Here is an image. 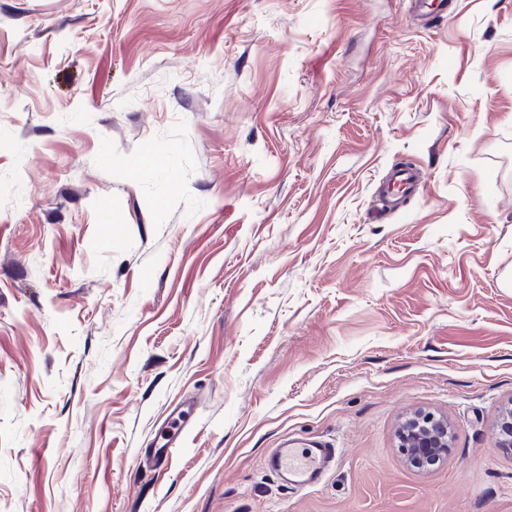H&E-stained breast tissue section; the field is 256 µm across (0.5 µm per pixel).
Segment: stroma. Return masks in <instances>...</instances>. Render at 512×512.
Instances as JSON below:
<instances>
[{
    "label": "stroma",
    "mask_w": 512,
    "mask_h": 512,
    "mask_svg": "<svg viewBox=\"0 0 512 512\" xmlns=\"http://www.w3.org/2000/svg\"><path fill=\"white\" fill-rule=\"evenodd\" d=\"M448 2L0 0V512H512V0ZM421 173L410 165L394 167L383 191L385 204L394 203L422 191ZM399 447L412 467L430 470L442 464L452 447L448 417L433 412L407 418L398 432ZM183 422L184 418L182 415L175 418V420L171 422V425L160 433L157 440L159 448H153L152 451L145 453L140 460V465H145L147 470L155 471L158 475L164 472L169 465L171 448H174V445L179 441L183 429ZM335 459V448L328 444H309L307 448L286 445L277 448L269 458L271 469L288 475L289 485L305 488L316 482L321 469Z\"/></svg>",
    "instance_id": "35a3bbf8"
}]
</instances>
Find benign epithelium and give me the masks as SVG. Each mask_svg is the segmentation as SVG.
<instances>
[{"mask_svg":"<svg viewBox=\"0 0 512 512\" xmlns=\"http://www.w3.org/2000/svg\"><path fill=\"white\" fill-rule=\"evenodd\" d=\"M399 447L409 465L430 470L442 464L452 447L448 417L433 412L407 418L398 432Z\"/></svg>","mask_w":512,"mask_h":512,"instance_id":"7a95c632","label":"benign epithelium"}]
</instances>
